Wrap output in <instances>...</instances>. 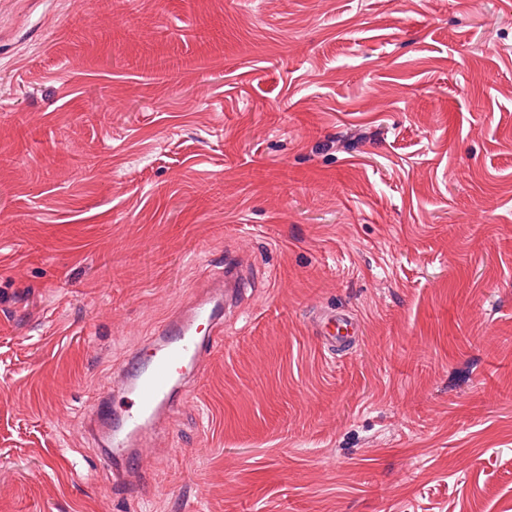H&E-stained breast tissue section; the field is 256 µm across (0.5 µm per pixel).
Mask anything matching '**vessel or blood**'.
Wrapping results in <instances>:
<instances>
[{
	"label": "vessel or blood",
	"mask_w": 512,
	"mask_h": 512,
	"mask_svg": "<svg viewBox=\"0 0 512 512\" xmlns=\"http://www.w3.org/2000/svg\"><path fill=\"white\" fill-rule=\"evenodd\" d=\"M245 291L237 260H227L222 273L182 313L169 318L147 348L136 349L121 379L133 402L113 415L110 402L98 401L88 412V428L99 440L113 469L115 485L129 486L124 462L154 434L176 408V397L223 334L224 311L236 305ZM314 327L327 351L346 346L360 332V322L346 311L319 316Z\"/></svg>",
	"instance_id": "vessel-or-blood-1"
}]
</instances>
